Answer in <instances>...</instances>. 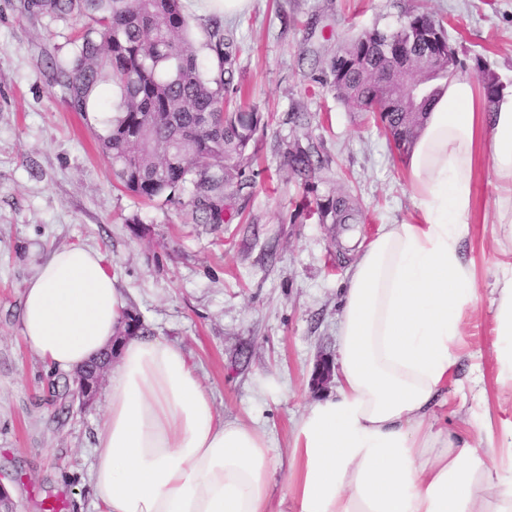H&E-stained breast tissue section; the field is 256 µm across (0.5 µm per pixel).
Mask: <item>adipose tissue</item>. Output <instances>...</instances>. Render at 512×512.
<instances>
[{"instance_id":"obj_1","label":"adipose tissue","mask_w":512,"mask_h":512,"mask_svg":"<svg viewBox=\"0 0 512 512\" xmlns=\"http://www.w3.org/2000/svg\"><path fill=\"white\" fill-rule=\"evenodd\" d=\"M482 155L495 222L512 244V91L490 104L472 79L441 83L405 158L415 214L359 251L340 315L337 395L309 404L288 440L295 512H512V415L481 446L436 416L477 296L460 242ZM496 291V377L512 385V266ZM126 312L93 248L48 252L23 285L21 339L51 371L118 348L88 474L95 512H281L264 436L216 412L180 345L118 339Z\"/></svg>"}]
</instances>
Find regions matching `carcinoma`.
<instances>
[{
    "instance_id": "obj_1",
    "label": "carcinoma",
    "mask_w": 512,
    "mask_h": 512,
    "mask_svg": "<svg viewBox=\"0 0 512 512\" xmlns=\"http://www.w3.org/2000/svg\"><path fill=\"white\" fill-rule=\"evenodd\" d=\"M19 9L35 20L82 23L69 51L49 57L47 67L74 112L89 111L105 80L117 89L116 112L99 136L117 182L144 202L190 207L197 224L225 223L233 199L253 182L250 150L261 118L234 103L241 92L234 83L236 47L224 37L223 24L210 23L204 48L213 64L205 70L189 37L183 0H19ZM419 25L447 39L440 21L418 11L396 30L372 29L345 43L316 77L351 109L371 113L400 152L412 143L429 103L411 107L402 89L381 85L380 77L396 61L392 46H402L409 67L438 52L410 40V29ZM481 83L490 104L504 90L489 74L481 75ZM286 158L306 184L322 168L298 144ZM318 213L323 223L362 218L346 196L319 206Z\"/></svg>"
}]
</instances>
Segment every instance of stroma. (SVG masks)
Masks as SVG:
<instances>
[{
  "instance_id": "stroma-1",
  "label": "stroma",
  "mask_w": 512,
  "mask_h": 512,
  "mask_svg": "<svg viewBox=\"0 0 512 512\" xmlns=\"http://www.w3.org/2000/svg\"><path fill=\"white\" fill-rule=\"evenodd\" d=\"M17 0H0V484L13 512H93L87 482L105 404L70 402L71 374L48 373L19 337L22 290L48 250L100 251L129 311L149 334L178 343L213 391L217 411L256 427L269 442L271 492L288 491L285 445L306 406L335 394L312 383L316 365L335 361L349 245L415 212L403 155L371 114L348 109L312 79L350 36L398 29L417 9L442 22L479 79L477 60L512 89V0H252L225 20L241 51L235 80L262 117L251 188L229 223L196 224L188 208L139 202L112 178L97 138L117 101L103 83L96 106L70 111L40 65L65 48L68 29L33 20ZM314 147L323 167L312 184L291 173L288 144ZM478 209L462 243L478 302L459 338L463 357L440 417L481 440L472 408L512 410L495 381L493 310L497 273L512 261L492 222L497 191L486 161L473 171ZM346 195L358 224H323L317 202ZM138 216L142 233L128 217Z\"/></svg>"
}]
</instances>
